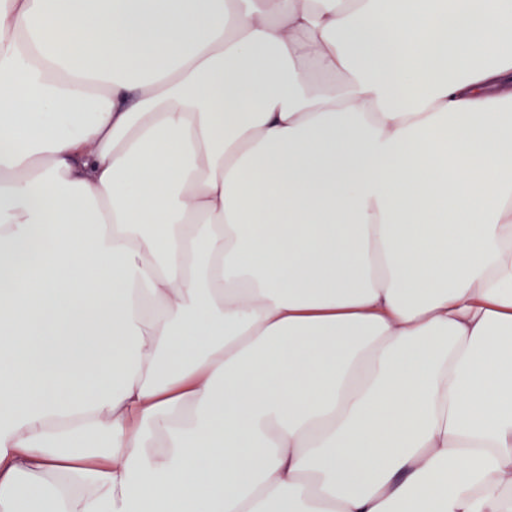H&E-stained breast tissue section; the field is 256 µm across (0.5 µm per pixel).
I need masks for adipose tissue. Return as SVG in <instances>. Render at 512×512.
Instances as JSON below:
<instances>
[{"instance_id":"obj_1","label":"adipose tissue","mask_w":512,"mask_h":512,"mask_svg":"<svg viewBox=\"0 0 512 512\" xmlns=\"http://www.w3.org/2000/svg\"><path fill=\"white\" fill-rule=\"evenodd\" d=\"M0 512H512V0H0Z\"/></svg>"}]
</instances>
